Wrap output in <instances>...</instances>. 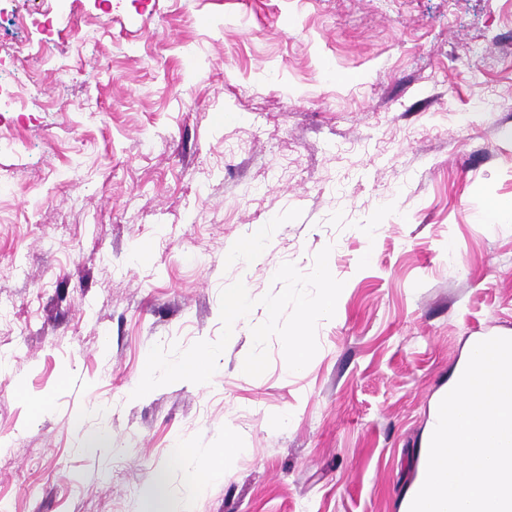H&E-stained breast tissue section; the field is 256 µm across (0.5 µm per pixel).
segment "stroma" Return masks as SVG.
Here are the masks:
<instances>
[{
	"mask_svg": "<svg viewBox=\"0 0 512 512\" xmlns=\"http://www.w3.org/2000/svg\"><path fill=\"white\" fill-rule=\"evenodd\" d=\"M6 8L0 512H145L162 470L191 512H403L468 343L512 338V0H74L50 36L55 0ZM326 247L303 370L274 338L244 374L258 305L210 382L132 398L154 344L218 340L225 286Z\"/></svg>",
	"mask_w": 512,
	"mask_h": 512,
	"instance_id": "obj_1",
	"label": "stroma"
}]
</instances>
